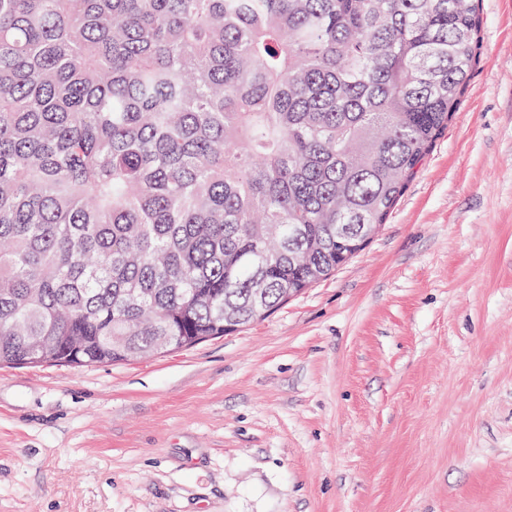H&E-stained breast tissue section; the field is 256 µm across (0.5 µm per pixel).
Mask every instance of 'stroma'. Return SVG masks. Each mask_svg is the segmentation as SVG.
Returning <instances> with one entry per match:
<instances>
[{"mask_svg":"<svg viewBox=\"0 0 512 512\" xmlns=\"http://www.w3.org/2000/svg\"><path fill=\"white\" fill-rule=\"evenodd\" d=\"M368 246L158 357L0 369V512H512V0Z\"/></svg>","mask_w":512,"mask_h":512,"instance_id":"obj_1","label":"stroma"}]
</instances>
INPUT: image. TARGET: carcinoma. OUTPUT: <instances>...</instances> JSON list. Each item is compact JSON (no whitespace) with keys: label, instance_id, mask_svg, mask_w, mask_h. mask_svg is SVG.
<instances>
[{"label":"carcinoma","instance_id":"carcinoma-1","mask_svg":"<svg viewBox=\"0 0 512 512\" xmlns=\"http://www.w3.org/2000/svg\"><path fill=\"white\" fill-rule=\"evenodd\" d=\"M478 0H0V366L244 327L382 225Z\"/></svg>","mask_w":512,"mask_h":512}]
</instances>
